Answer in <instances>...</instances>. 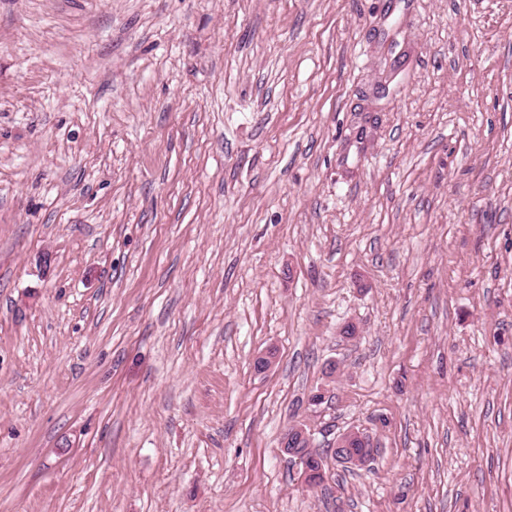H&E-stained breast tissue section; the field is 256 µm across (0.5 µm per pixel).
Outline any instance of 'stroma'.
Wrapping results in <instances>:
<instances>
[{"label": "stroma", "mask_w": 512, "mask_h": 512, "mask_svg": "<svg viewBox=\"0 0 512 512\" xmlns=\"http://www.w3.org/2000/svg\"><path fill=\"white\" fill-rule=\"evenodd\" d=\"M0 512H512V0H0ZM302 441H307V443L311 444V434L303 425L295 424L291 426V428L284 435L282 442V451L287 453L292 458H296L297 461L300 463V454H296V449L298 443Z\"/></svg>", "instance_id": "stroma-1"}]
</instances>
